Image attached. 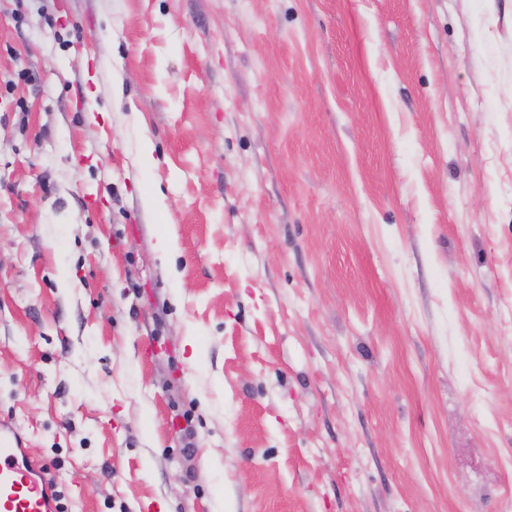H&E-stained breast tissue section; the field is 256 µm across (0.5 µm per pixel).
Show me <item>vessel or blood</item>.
<instances>
[{
	"mask_svg": "<svg viewBox=\"0 0 512 512\" xmlns=\"http://www.w3.org/2000/svg\"><path fill=\"white\" fill-rule=\"evenodd\" d=\"M42 466L32 463L8 425L0 423V512H58Z\"/></svg>",
	"mask_w": 512,
	"mask_h": 512,
	"instance_id": "b4317fda",
	"label": "vessel or blood"
}]
</instances>
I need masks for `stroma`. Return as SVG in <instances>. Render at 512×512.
<instances>
[{"mask_svg":"<svg viewBox=\"0 0 512 512\" xmlns=\"http://www.w3.org/2000/svg\"><path fill=\"white\" fill-rule=\"evenodd\" d=\"M0 420L65 512H507L512 0H0Z\"/></svg>","mask_w":512,"mask_h":512,"instance_id":"stroma-1","label":"stroma"}]
</instances>
